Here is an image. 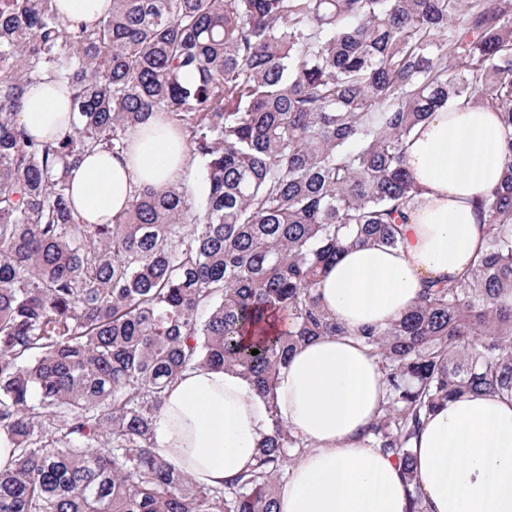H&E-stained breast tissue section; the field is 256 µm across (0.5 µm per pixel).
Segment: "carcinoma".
Returning <instances> with one entry per match:
<instances>
[{
	"label": "carcinoma",
	"instance_id": "cac0c4a2",
	"mask_svg": "<svg viewBox=\"0 0 512 512\" xmlns=\"http://www.w3.org/2000/svg\"><path fill=\"white\" fill-rule=\"evenodd\" d=\"M44 76L75 90L76 119L37 141L16 115ZM450 104L501 125L503 176L475 204L486 250L353 333L315 285L348 248L398 244L419 195L409 136ZM151 117L201 162L202 192L146 187L87 223L71 170ZM353 334L387 386L365 436L425 512L428 417L512 399V0H112L91 25L0 0V512H279L308 444L278 418V373L298 345ZM199 364L239 371L273 420L255 465L215 487L152 441L168 384Z\"/></svg>",
	"mask_w": 512,
	"mask_h": 512
}]
</instances>
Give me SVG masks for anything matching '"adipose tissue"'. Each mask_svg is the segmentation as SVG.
<instances>
[{"label":"adipose tissue","mask_w":512,"mask_h":512,"mask_svg":"<svg viewBox=\"0 0 512 512\" xmlns=\"http://www.w3.org/2000/svg\"><path fill=\"white\" fill-rule=\"evenodd\" d=\"M72 98L71 89L42 78L28 87L16 121L38 137L64 134L74 121ZM130 141L127 152L95 151L72 171L73 200L88 222H106L143 187L165 188L192 165L183 140L157 121ZM409 143L421 194L398 245L350 250L317 285L349 335L294 350L271 402L232 369L198 365L169 385L154 421L155 449L197 483L218 486L254 465L277 417L308 444L280 491L279 512H409L398 467L364 437L386 390L353 332L387 328L425 282L473 264L485 247L473 203L499 182L505 163L499 119L480 107L436 112ZM413 446L426 512H512V399L448 401Z\"/></svg>","instance_id":"adipose-tissue-1"}]
</instances>
